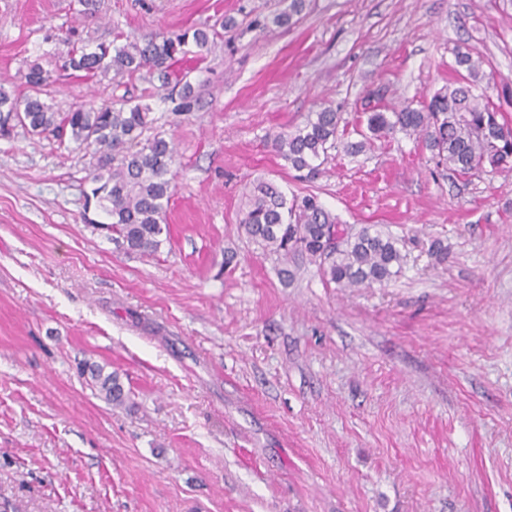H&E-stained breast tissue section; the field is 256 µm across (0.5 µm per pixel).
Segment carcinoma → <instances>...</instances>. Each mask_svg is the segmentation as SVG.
I'll use <instances>...</instances> for the list:
<instances>
[{"mask_svg":"<svg viewBox=\"0 0 512 512\" xmlns=\"http://www.w3.org/2000/svg\"><path fill=\"white\" fill-rule=\"evenodd\" d=\"M306 7V0H288L286 8L254 19V25L291 27ZM190 41L203 51L210 28L120 46L99 44L92 51L76 48L70 52L69 67L83 79L110 74L118 84L147 67L164 80L176 55L186 54L184 46ZM454 57L456 77L418 108L407 103L390 110L379 105V95L368 94L362 112L366 130L356 131L360 140L344 142L345 151L363 152L374 141L401 132L429 150L437 164L462 177L511 168L512 124L493 101L490 86L482 85L483 58L461 47ZM25 79L28 93L22 98L0 90V134L19 127L33 136L68 142L90 155L95 160L92 181L99 183L92 194L111 219L109 230L115 239L130 251L156 252L162 235L169 232L165 215L170 174L178 159L173 142L160 134L140 141L151 123L150 107L121 97L116 104L55 112L44 99L50 76L32 64ZM342 124L348 125L342 113L322 106L308 113L294 131L276 136L272 148L300 178L313 181L345 136L339 131ZM242 224L264 251L284 261L295 255L306 258L317 265L327 283L339 288H371L401 271L398 239L369 226L335 243L342 224L312 193L289 199L274 184L260 181L249 195ZM80 370L89 374L92 387L108 404L123 406L130 399L117 375L87 363Z\"/></svg>","mask_w":512,"mask_h":512,"instance_id":"1","label":"carcinoma"}]
</instances>
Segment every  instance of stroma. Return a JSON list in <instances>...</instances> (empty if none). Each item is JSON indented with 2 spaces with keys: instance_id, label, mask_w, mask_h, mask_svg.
Returning a JSON list of instances; mask_svg holds the SVG:
<instances>
[{
  "instance_id": "obj_1",
  "label": "stroma",
  "mask_w": 512,
  "mask_h": 512,
  "mask_svg": "<svg viewBox=\"0 0 512 512\" xmlns=\"http://www.w3.org/2000/svg\"><path fill=\"white\" fill-rule=\"evenodd\" d=\"M0 0V89L38 64L54 111L126 97L181 164L151 254L127 251L90 193V157L0 137V504L13 512H512V171L461 178L396 135L296 179L272 139L368 93L423 101L453 51L512 86V0ZM234 18L175 67L188 112L148 70L114 87L71 48ZM318 195L350 233L400 239L399 277L325 284L245 232L254 183ZM448 247L444 261L429 252ZM88 360L132 389L99 398ZM306 0H288V6L280 12L271 16H264L262 20L258 17L254 19V25L267 28L273 25L278 28H288L295 25L302 13L305 11Z\"/></svg>"
}]
</instances>
